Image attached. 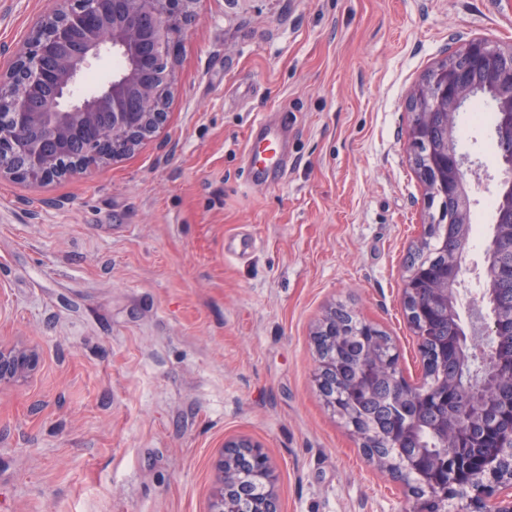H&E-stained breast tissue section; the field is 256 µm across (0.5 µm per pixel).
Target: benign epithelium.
<instances>
[{
    "label": "benign epithelium",
    "mask_w": 512,
    "mask_h": 512,
    "mask_svg": "<svg viewBox=\"0 0 512 512\" xmlns=\"http://www.w3.org/2000/svg\"><path fill=\"white\" fill-rule=\"evenodd\" d=\"M52 9L38 22L44 31L27 41L7 68L0 70V97L11 101L10 126H0V177L10 175L31 182L60 178L89 168L73 154L76 148L102 165L130 153L151 138L167 120L166 106L174 84L168 60L179 33L196 21L194 0H51ZM110 51L118 67L112 79L96 90L77 92L92 60ZM491 89L496 106L495 133L508 146L501 154L506 189L496 208L493 235L485 249V287L481 301L488 313L482 331L490 336L479 363L477 385L466 398L468 423L482 421L494 411L505 425L496 431L501 443L498 459L480 458L471 443L472 428L455 431L439 454L412 459L388 457L387 439L366 433L356 421L354 406L362 388L384 378L382 364L372 360L365 370L364 387H354L347 412L351 426L368 457L376 465L409 478L411 473L450 474L440 498L465 493L471 506L492 503V512H512V400H494L497 387L512 383V305L500 303V289L512 288V261L500 257L504 238L512 239V47L491 45L474 38L439 61L414 88L409 101L413 119L407 130L412 160L430 202H438V214L430 223L448 219L453 237L448 258L437 267L407 270L402 288L403 306L414 307L422 323L409 321L414 336L427 335L443 318L454 324L451 348L468 363L471 346L457 311L456 288L461 274L460 243L469 239L473 221L467 175L473 163L456 147V116L475 94ZM71 155L62 167L61 155ZM336 308L326 311L313 332L315 344L322 338L336 343ZM38 365L36 349L0 345V385L32 375ZM401 398L423 394L439 407L456 405V381L444 378L443 387L411 383L400 368L390 376ZM315 381L324 400L336 397V363H317ZM217 468L220 486L210 512H241L245 498L239 472L248 468L264 494L252 499L250 512H280L276 487L278 475L262 445L248 439L228 440Z\"/></svg>",
    "instance_id": "benign-epithelium-1"
}]
</instances>
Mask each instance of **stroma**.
<instances>
[{
  "mask_svg": "<svg viewBox=\"0 0 512 512\" xmlns=\"http://www.w3.org/2000/svg\"><path fill=\"white\" fill-rule=\"evenodd\" d=\"M47 0H0V65ZM162 129L130 154L35 183L0 179V343L36 373L0 386V512H209L226 439L262 445L282 512H410L327 407L312 332L342 305L422 373L401 289L431 210L408 99L512 0H195ZM285 127L284 175L247 184L257 114ZM479 167L458 287L482 289L491 123L461 112ZM251 247H244V239Z\"/></svg>",
  "mask_w": 512,
  "mask_h": 512,
  "instance_id": "obj_1",
  "label": "stroma"
}]
</instances>
